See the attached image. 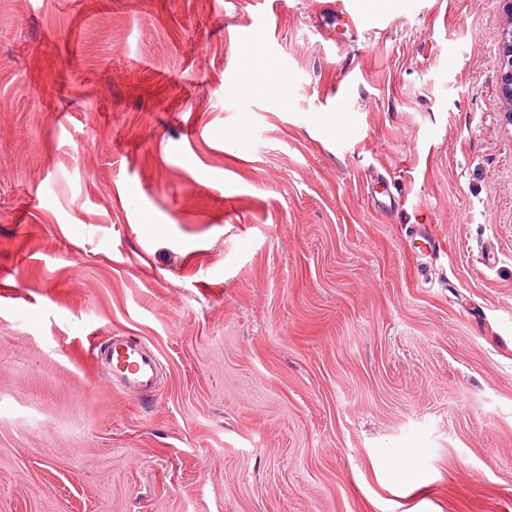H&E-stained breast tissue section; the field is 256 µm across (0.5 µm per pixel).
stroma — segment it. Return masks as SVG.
Instances as JSON below:
<instances>
[{
	"mask_svg": "<svg viewBox=\"0 0 512 512\" xmlns=\"http://www.w3.org/2000/svg\"><path fill=\"white\" fill-rule=\"evenodd\" d=\"M502 6L0 0V512H512ZM113 385L128 394L146 393L156 386L159 357L141 340L113 336L103 350Z\"/></svg>",
	"mask_w": 512,
	"mask_h": 512,
	"instance_id": "stroma-1",
	"label": "stroma"
}]
</instances>
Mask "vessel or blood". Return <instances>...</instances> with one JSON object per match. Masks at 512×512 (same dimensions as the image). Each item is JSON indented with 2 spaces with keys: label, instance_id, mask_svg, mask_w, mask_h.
Wrapping results in <instances>:
<instances>
[{
  "label": "vessel or blood",
  "instance_id": "1",
  "mask_svg": "<svg viewBox=\"0 0 512 512\" xmlns=\"http://www.w3.org/2000/svg\"><path fill=\"white\" fill-rule=\"evenodd\" d=\"M104 353L116 387L130 394L155 388L159 357L141 340L111 337Z\"/></svg>",
  "mask_w": 512,
  "mask_h": 512
}]
</instances>
